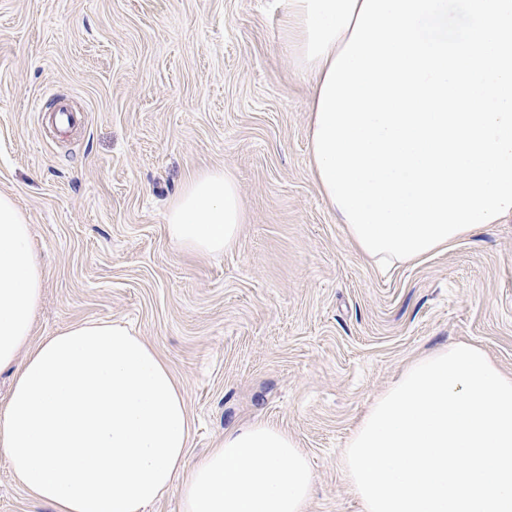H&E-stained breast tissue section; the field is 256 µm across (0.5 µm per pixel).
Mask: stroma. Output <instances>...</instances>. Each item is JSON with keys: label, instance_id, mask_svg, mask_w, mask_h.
I'll return each mask as SVG.
<instances>
[{"label": "stroma", "instance_id": "1", "mask_svg": "<svg viewBox=\"0 0 512 512\" xmlns=\"http://www.w3.org/2000/svg\"><path fill=\"white\" fill-rule=\"evenodd\" d=\"M286 0H0V192L45 273L32 339L118 321L182 385L189 455L225 428H287L315 471L309 512H359L340 450L415 357L471 340L512 373V221L381 274L309 170L310 81ZM68 101L81 120H49ZM233 172L237 243L191 254L165 216L186 177ZM0 512H51L0 456Z\"/></svg>", "mask_w": 512, "mask_h": 512}]
</instances>
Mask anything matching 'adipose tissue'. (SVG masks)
I'll use <instances>...</instances> for the list:
<instances>
[{"mask_svg": "<svg viewBox=\"0 0 512 512\" xmlns=\"http://www.w3.org/2000/svg\"><path fill=\"white\" fill-rule=\"evenodd\" d=\"M363 0H288L283 39L319 97ZM245 204L232 172L192 174L170 204L178 249L217 254L238 240ZM44 272L15 200L0 194V369H14L0 405V455L52 512H147L175 490L180 512H307L310 459L278 423L225 429L189 459L185 394L166 362L125 324L82 321L31 344Z\"/></svg>", "mask_w": 512, "mask_h": 512, "instance_id": "obj_1", "label": "adipose tissue"}]
</instances>
